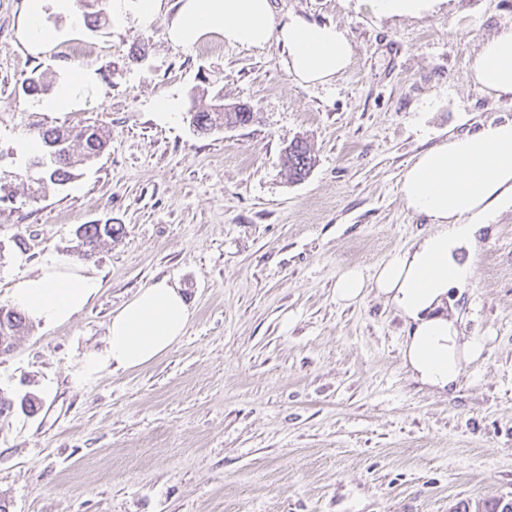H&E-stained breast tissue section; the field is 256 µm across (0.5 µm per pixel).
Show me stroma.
I'll return each instance as SVG.
<instances>
[{
	"label": "stroma",
	"instance_id": "obj_1",
	"mask_svg": "<svg viewBox=\"0 0 512 512\" xmlns=\"http://www.w3.org/2000/svg\"><path fill=\"white\" fill-rule=\"evenodd\" d=\"M24 3L0 0V306L19 276L79 261L78 225L122 233L79 261L101 283L86 306L0 356V388L38 399L0 416L8 512H455L512 498V211L479 233L471 285L442 308L483 345L452 389L414 379L413 326L376 288L335 296L345 269H374L429 232L399 193L417 154L512 121V102L471 78L482 42L512 26V0H447L423 18L272 0L276 15L347 35L352 62L323 86L297 84L274 44L173 45L178 0L146 28L113 0L92 30L82 13L48 11L58 38L33 53ZM77 72L91 80L76 104L44 111ZM39 74L45 94H27ZM205 77L256 121L198 134ZM165 95L180 101L167 118ZM89 123L109 133L106 151L30 197L21 141ZM299 139L316 164L295 181L281 155ZM162 277L193 311L185 335L143 368L86 370L113 314Z\"/></svg>",
	"mask_w": 512,
	"mask_h": 512
}]
</instances>
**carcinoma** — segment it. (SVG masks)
<instances>
[{
	"mask_svg": "<svg viewBox=\"0 0 512 512\" xmlns=\"http://www.w3.org/2000/svg\"><path fill=\"white\" fill-rule=\"evenodd\" d=\"M191 122L201 134L220 131L226 123L246 126L253 122L244 112H220L212 107L191 113ZM34 138L41 144L40 152L29 161V169L38 174L34 179L37 190L50 185H63L76 177V171L89 165L106 150L109 136L94 125L80 127H54L40 130ZM315 164L310 146L304 141H295L284 152L283 166L289 176L300 180L308 175ZM121 227L114 224H81L76 229L79 240V257L90 258L105 239L113 240L120 235ZM29 325L23 312L15 307H0V336H7L15 344L16 337L27 332Z\"/></svg>",
	"mask_w": 512,
	"mask_h": 512,
	"instance_id": "1",
	"label": "carcinoma"
}]
</instances>
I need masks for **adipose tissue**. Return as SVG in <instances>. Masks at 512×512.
<instances>
[{
  "label": "adipose tissue",
  "instance_id": "adipose-tissue-1",
  "mask_svg": "<svg viewBox=\"0 0 512 512\" xmlns=\"http://www.w3.org/2000/svg\"><path fill=\"white\" fill-rule=\"evenodd\" d=\"M168 36L190 47L209 35L232 46H281V64L302 86L326 85L352 58L347 36L333 25L299 15L277 16L270 0H179ZM74 13L76 0H26L22 39L33 50L55 38L45 22V7ZM481 88L512 99V27L484 41L473 65ZM399 192L408 210L426 216L435 230L416 247L398 251L374 271L353 266L336 281V300L350 303L374 287L413 325L404 363L422 384L442 390L455 385L463 365L481 349L460 341L453 319L439 308L450 290L470 283L471 265L456 252L470 246L480 230L512 210V122H490L477 132L449 136L420 152ZM99 287L97 278L77 264L50 262L14 282L10 298L33 322L63 324L80 312ZM192 312L167 279L139 289L116 312L101 353L86 356L94 370L108 364L144 367L169 352L183 336Z\"/></svg>",
  "mask_w": 512,
  "mask_h": 512
}]
</instances>
